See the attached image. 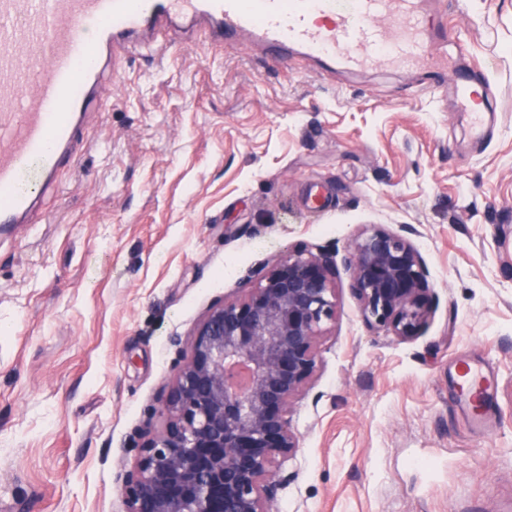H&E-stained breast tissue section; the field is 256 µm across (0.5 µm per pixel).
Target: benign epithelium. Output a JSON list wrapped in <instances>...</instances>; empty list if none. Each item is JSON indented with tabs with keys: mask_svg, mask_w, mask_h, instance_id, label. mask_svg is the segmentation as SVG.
I'll return each mask as SVG.
<instances>
[{
	"mask_svg": "<svg viewBox=\"0 0 512 512\" xmlns=\"http://www.w3.org/2000/svg\"><path fill=\"white\" fill-rule=\"evenodd\" d=\"M349 269L368 327L418 334L432 295L406 236L361 234ZM334 274L335 255L303 248L265 269L243 298L206 312L166 394V426L123 480L127 512H270L288 481L280 466L299 448L289 413L335 317Z\"/></svg>",
	"mask_w": 512,
	"mask_h": 512,
	"instance_id": "7a95c632",
	"label": "benign epithelium"
}]
</instances>
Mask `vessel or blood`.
<instances>
[{
	"mask_svg": "<svg viewBox=\"0 0 512 512\" xmlns=\"http://www.w3.org/2000/svg\"><path fill=\"white\" fill-rule=\"evenodd\" d=\"M436 0H0V232L22 223L70 160L89 110L121 57L205 31L212 42L262 46L320 72L413 68L439 85L438 53L455 37ZM465 62L447 92L477 137L498 106L485 68ZM472 400L491 395L464 368Z\"/></svg>",
	"mask_w": 512,
	"mask_h": 512,
	"instance_id": "b4317fda",
	"label": "vessel or blood"
}]
</instances>
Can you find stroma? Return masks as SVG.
<instances>
[{
    "label": "stroma",
    "instance_id": "obj_1",
    "mask_svg": "<svg viewBox=\"0 0 512 512\" xmlns=\"http://www.w3.org/2000/svg\"><path fill=\"white\" fill-rule=\"evenodd\" d=\"M446 3L492 65L481 143L412 71L328 82L198 40L123 59L58 190L0 237V512H126L186 341L302 247L336 256V316L273 512H512V0ZM405 227L433 294L407 340L365 325L347 266L358 235ZM463 360L492 378L483 429Z\"/></svg>",
    "mask_w": 512,
    "mask_h": 512
}]
</instances>
